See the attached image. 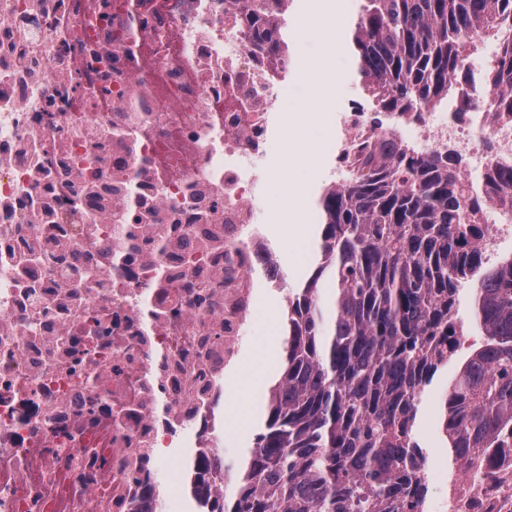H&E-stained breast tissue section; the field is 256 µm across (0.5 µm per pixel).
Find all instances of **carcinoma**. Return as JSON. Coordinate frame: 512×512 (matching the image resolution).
Here are the masks:
<instances>
[{
  "label": "carcinoma",
  "instance_id": "obj_1",
  "mask_svg": "<svg viewBox=\"0 0 512 512\" xmlns=\"http://www.w3.org/2000/svg\"><path fill=\"white\" fill-rule=\"evenodd\" d=\"M512 21V0H364L351 32L365 92L380 112H421L453 95L472 108L463 49ZM272 54L286 44L273 18L254 26ZM485 109L512 113V41L484 78ZM368 173L326 191L313 274L288 294L285 361L263 426L234 474L213 490L210 460L187 475L195 512H423L427 459L413 428L426 387L458 361L443 400L452 460L497 480L512 448V254L485 259L489 203H512V163L482 192L464 187L453 150L364 152ZM472 282L482 343L457 360L465 335L459 288Z\"/></svg>",
  "mask_w": 512,
  "mask_h": 512
}]
</instances>
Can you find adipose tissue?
I'll return each instance as SVG.
<instances>
[{"label":"adipose tissue","mask_w":512,"mask_h":512,"mask_svg":"<svg viewBox=\"0 0 512 512\" xmlns=\"http://www.w3.org/2000/svg\"><path fill=\"white\" fill-rule=\"evenodd\" d=\"M317 118L318 112L312 106L306 107L301 112L286 114L284 122V128L288 133L286 166L291 169L292 175L286 178L276 173L271 177L283 205L280 218L283 222L284 240L299 252L303 251L304 241L309 233L308 228L300 222L307 187L299 172L314 167L317 163V154L314 150L303 146L298 128L300 125L316 121Z\"/></svg>","instance_id":"ef3b65f1"}]
</instances>
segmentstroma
Instances as JSON below:
<instances>
[{
    "label": "stroma",
    "instance_id": "obj_1",
    "mask_svg": "<svg viewBox=\"0 0 512 512\" xmlns=\"http://www.w3.org/2000/svg\"><path fill=\"white\" fill-rule=\"evenodd\" d=\"M339 15L343 26L335 40H327L315 31L298 30L289 44L293 55L290 69L287 101L289 104H314L321 118L304 125L301 139L316 146L319 161L314 169L305 171L307 183L306 208L317 209L319 198L326 187L327 177L335 164L332 147L339 129L338 113L354 107L370 108L358 74V64L351 48L350 26L355 20L362 0H339ZM324 58L330 61L334 77L328 83L307 84L303 81L307 61ZM265 233L283 270L287 273L286 288L299 287L315 267L310 254L298 255L289 251L283 242V233L276 216H269ZM259 307L264 315L244 341L241 352L232 365L226 381L230 394L224 401L226 412L234 421L233 432L221 443L226 463H235L242 452L253 443L258 430V418L269 389L284 364L283 336L285 304L279 291L263 288L259 291ZM456 364H448L438 371L427 386L419 406L414 430L416 441L427 457L442 452L446 440L440 430L443 397L455 375Z\"/></svg>",
    "mask_w": 512,
    "mask_h": 512
}]
</instances>
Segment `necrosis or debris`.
I'll return each mask as SVG.
<instances>
[{
  "label": "necrosis or debris",
  "instance_id": "obj_1",
  "mask_svg": "<svg viewBox=\"0 0 512 512\" xmlns=\"http://www.w3.org/2000/svg\"><path fill=\"white\" fill-rule=\"evenodd\" d=\"M253 12L285 16L279 0H0V512L176 504L185 459L226 433L225 376L276 282L253 200L291 61L252 41ZM337 123L335 186L365 140L450 148L476 189L512 160L504 113ZM87 176L106 193L84 214ZM161 235L179 246L157 255ZM10 249L67 261L35 283Z\"/></svg>",
  "mask_w": 512,
  "mask_h": 512
}]
</instances>
